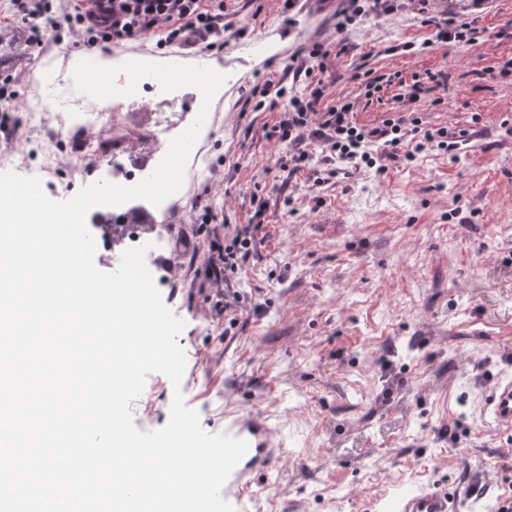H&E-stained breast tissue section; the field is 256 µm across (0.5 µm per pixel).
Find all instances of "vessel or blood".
<instances>
[{"label": "vessel or blood", "instance_id": "vessel-or-blood-1", "mask_svg": "<svg viewBox=\"0 0 512 512\" xmlns=\"http://www.w3.org/2000/svg\"><path fill=\"white\" fill-rule=\"evenodd\" d=\"M485 415L498 428L512 430V376L495 378L484 398ZM231 437L248 443V451L233 471L241 489L251 485L247 474L249 466L267 463L283 452L265 417L246 414L239 416L230 432ZM459 492L439 486L405 494L394 500L393 512H460Z\"/></svg>", "mask_w": 512, "mask_h": 512}]
</instances>
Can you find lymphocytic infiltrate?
Masks as SVG:
<instances>
[{"instance_id": "f902f5d3", "label": "lymphocytic infiltrate", "mask_w": 512, "mask_h": 512, "mask_svg": "<svg viewBox=\"0 0 512 512\" xmlns=\"http://www.w3.org/2000/svg\"><path fill=\"white\" fill-rule=\"evenodd\" d=\"M8 2L10 11L29 23L34 34L47 26L87 49L152 38L160 49L176 45L204 52L225 31L224 0H69L60 12L55 11L54 0ZM329 55V48L320 42L291 55L290 66L309 80V91L288 89L271 80L253 91L269 109L280 112L271 133L289 147L282 168L308 167L314 159L309 150L313 144L354 169L407 161L430 144L454 149L447 128H421L415 117H389L371 126L357 122L353 102L322 107L325 86L319 74ZM253 245V234L245 231L211 254L208 273L216 284L230 281Z\"/></svg>"}]
</instances>
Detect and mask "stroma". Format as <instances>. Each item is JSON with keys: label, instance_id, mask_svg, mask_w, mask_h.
Listing matches in <instances>:
<instances>
[{"label": "stroma", "instance_id": "stroma-1", "mask_svg": "<svg viewBox=\"0 0 512 512\" xmlns=\"http://www.w3.org/2000/svg\"><path fill=\"white\" fill-rule=\"evenodd\" d=\"M270 0H226V22L246 29L205 53L159 50L153 41L115 47L161 62L208 64L226 74L208 128L197 140L207 172L191 177L174 214L158 268L163 303L185 323L180 386L153 373L160 395L150 430L164 427L182 393L202 428L219 434L240 414L266 417L285 451L252 477L246 512H387L392 498L441 484L462 494V512H499L512 497V431L479 422L491 381L512 373V0H407L402 12L360 19L337 34L336 5L300 0L272 13ZM464 15L482 35L465 47L432 42L423 16ZM268 43L263 59L245 41ZM332 43L323 105L354 102L356 119L376 124L415 113L423 127L466 130L458 149H427L384 172L347 174L336 162L288 172L287 144L271 137L277 112H245L243 99L266 80L291 85L289 56L312 41ZM80 51L44 38L9 68L14 99L0 117L16 135L0 149V172L40 178L54 200L99 180L98 149L78 125L58 124L73 90ZM384 82L375 93L366 84ZM423 92L409 100L406 83ZM185 90L171 109L154 89L148 134L162 142L194 111ZM211 204L219 226L198 224ZM255 247L225 286L240 296L233 322L212 319L207 279L212 242L238 230ZM494 465L489 480L472 468Z\"/></svg>", "mask_w": 512, "mask_h": 512}]
</instances>
